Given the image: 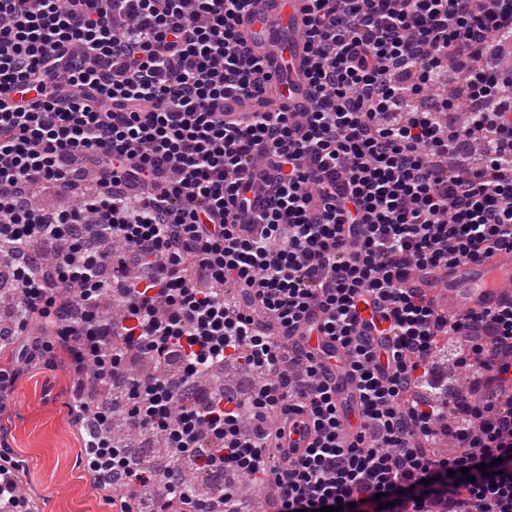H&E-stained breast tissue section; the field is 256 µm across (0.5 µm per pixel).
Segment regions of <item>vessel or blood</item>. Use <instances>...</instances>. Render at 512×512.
<instances>
[{"label": "vessel or blood", "instance_id": "b4317fda", "mask_svg": "<svg viewBox=\"0 0 512 512\" xmlns=\"http://www.w3.org/2000/svg\"><path fill=\"white\" fill-rule=\"evenodd\" d=\"M303 5V0H276L273 9L255 11L247 28L258 54L272 65L283 103L294 111L309 106ZM420 285L444 289L442 309L452 317L497 310L512 303V251L450 266L421 280Z\"/></svg>", "mask_w": 512, "mask_h": 512}]
</instances>
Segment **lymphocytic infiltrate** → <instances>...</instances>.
Listing matches in <instances>:
<instances>
[{
    "instance_id": "obj_1",
    "label": "lymphocytic infiltrate",
    "mask_w": 512,
    "mask_h": 512,
    "mask_svg": "<svg viewBox=\"0 0 512 512\" xmlns=\"http://www.w3.org/2000/svg\"><path fill=\"white\" fill-rule=\"evenodd\" d=\"M258 2L0 0V246L32 327L1 329L0 346L24 360L57 336L115 382L130 428L170 458L152 471L89 428L93 467L119 480L220 472L224 512H242V478L269 483L276 512H512V402L476 396L512 389V305L451 321L407 285L512 248V74L498 63L512 0H305L304 112L272 102L245 36ZM450 75L459 94L431 93ZM18 85L41 99L12 104ZM228 97L248 114L225 118ZM80 160L97 178L93 237L82 207L28 199ZM112 277L125 288L110 323ZM312 335L343 357L314 354ZM454 336L455 366L477 370L466 394L432 368ZM128 350L184 365L134 377ZM232 362L265 380L197 392ZM340 369L357 393L350 438ZM298 420L308 444L265 468ZM440 433L454 453L430 448Z\"/></svg>"
}]
</instances>
